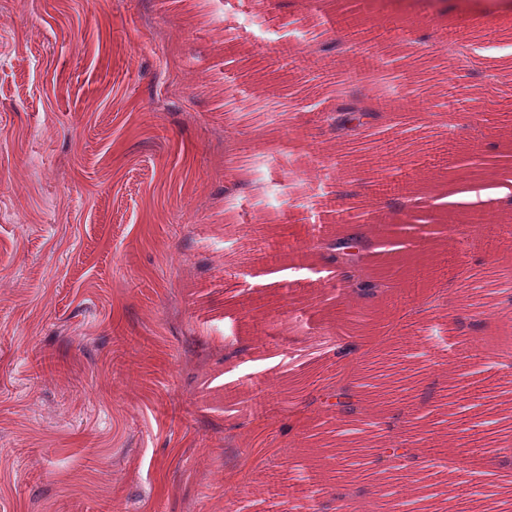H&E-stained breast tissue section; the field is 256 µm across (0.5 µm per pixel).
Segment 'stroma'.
Segmentation results:
<instances>
[{"label": "stroma", "mask_w": 512, "mask_h": 512, "mask_svg": "<svg viewBox=\"0 0 512 512\" xmlns=\"http://www.w3.org/2000/svg\"><path fill=\"white\" fill-rule=\"evenodd\" d=\"M344 0H0V512H280L315 483L334 490L336 416L299 409L348 332L335 274L315 261L326 200L338 225L404 224L398 286L376 311L388 367L408 397L435 386L408 440L454 432L476 459L430 471L435 500L486 449L512 447V376L460 364L468 336L447 313L406 326L403 309L512 257L493 200L392 212L382 177L454 186L512 130V82L485 84L420 32L455 27L481 67L512 68V0H355L379 41L311 56L306 17ZM355 85L412 125L373 129L351 156L319 128ZM235 86L240 120L224 114ZM482 134L448 141L444 114ZM245 187L224 207V186ZM359 199L338 198L347 181ZM490 216L485 239L442 246L448 225Z\"/></svg>", "instance_id": "35a3bbf8"}]
</instances>
